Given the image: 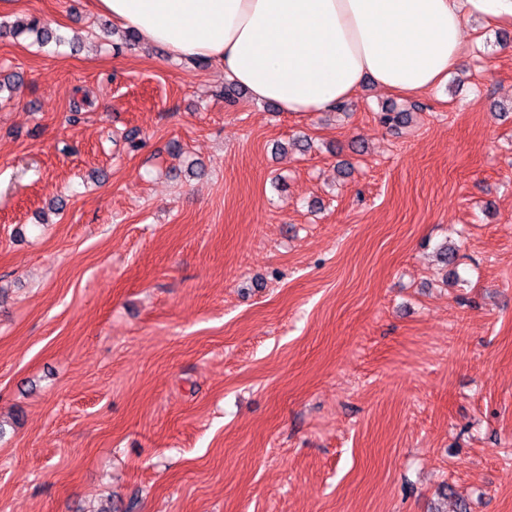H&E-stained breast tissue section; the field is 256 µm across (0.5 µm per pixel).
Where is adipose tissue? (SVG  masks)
<instances>
[{"instance_id": "ef3b65f1", "label": "adipose tissue", "mask_w": 512, "mask_h": 512, "mask_svg": "<svg viewBox=\"0 0 512 512\" xmlns=\"http://www.w3.org/2000/svg\"><path fill=\"white\" fill-rule=\"evenodd\" d=\"M172 59H203L284 112H327L365 82L419 96L465 59V27H512V0H96Z\"/></svg>"}]
</instances>
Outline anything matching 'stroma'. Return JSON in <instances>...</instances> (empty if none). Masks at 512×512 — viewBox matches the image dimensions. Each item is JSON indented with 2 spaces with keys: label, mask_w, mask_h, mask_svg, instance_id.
Segmentation results:
<instances>
[{
  "label": "stroma",
  "mask_w": 512,
  "mask_h": 512,
  "mask_svg": "<svg viewBox=\"0 0 512 512\" xmlns=\"http://www.w3.org/2000/svg\"><path fill=\"white\" fill-rule=\"evenodd\" d=\"M94 3L0 6V512H512V30L295 113Z\"/></svg>",
  "instance_id": "stroma-1"
}]
</instances>
